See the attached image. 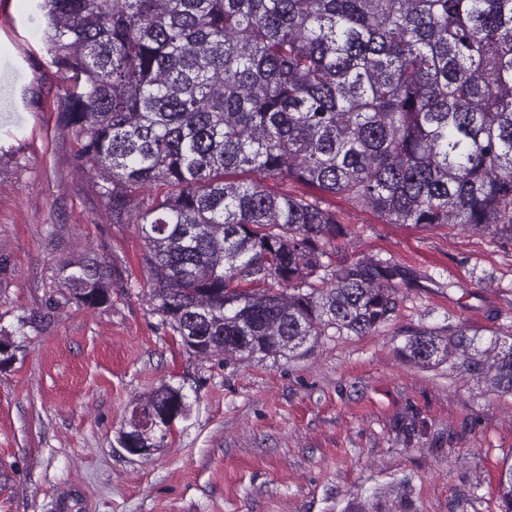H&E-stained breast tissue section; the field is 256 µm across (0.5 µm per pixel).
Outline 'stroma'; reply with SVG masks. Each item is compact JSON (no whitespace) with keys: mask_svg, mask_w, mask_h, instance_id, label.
<instances>
[{"mask_svg":"<svg viewBox=\"0 0 512 512\" xmlns=\"http://www.w3.org/2000/svg\"><path fill=\"white\" fill-rule=\"evenodd\" d=\"M36 0H0V326L35 316L0 365V512H504L512 394L400 352L407 331H512V242L383 223L327 195L337 257L389 259L413 282L396 318L324 337L301 359L219 365L148 303L144 244L75 167ZM112 257L130 287L65 301L62 262ZM182 387L189 419L150 458L115 441L140 397Z\"/></svg>","mask_w":512,"mask_h":512,"instance_id":"35a3bbf8","label":"stroma"}]
</instances>
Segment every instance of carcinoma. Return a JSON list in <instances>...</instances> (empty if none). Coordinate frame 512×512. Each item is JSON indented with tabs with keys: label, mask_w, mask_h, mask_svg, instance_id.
I'll list each match as a JSON object with an SVG mask.
<instances>
[{
	"label": "carcinoma",
	"mask_w": 512,
	"mask_h": 512,
	"mask_svg": "<svg viewBox=\"0 0 512 512\" xmlns=\"http://www.w3.org/2000/svg\"><path fill=\"white\" fill-rule=\"evenodd\" d=\"M79 170L144 240L160 324L222 361L297 358L391 321L388 260L333 263L321 195L388 224L512 240V0H42ZM311 190L291 195L268 180ZM65 300L112 301L111 258L58 269ZM403 356L512 393V334L412 333ZM191 406L163 383L118 431L167 447ZM512 512V467L500 479Z\"/></svg>",
	"instance_id": "obj_1"
}]
</instances>
